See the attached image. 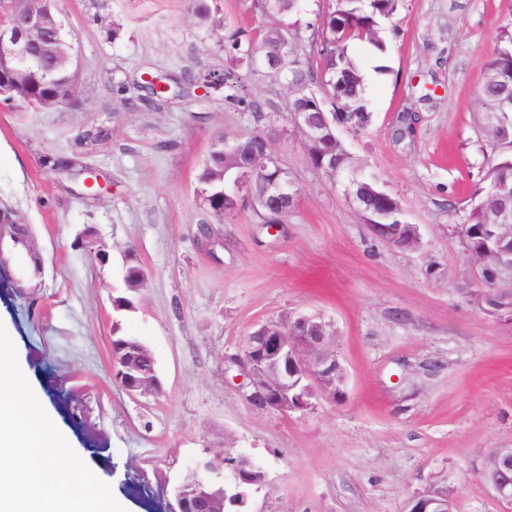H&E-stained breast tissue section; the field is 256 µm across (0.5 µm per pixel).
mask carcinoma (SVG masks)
I'll return each mask as SVG.
<instances>
[{"label": "carcinoma", "mask_w": 512, "mask_h": 512, "mask_svg": "<svg viewBox=\"0 0 512 512\" xmlns=\"http://www.w3.org/2000/svg\"><path fill=\"white\" fill-rule=\"evenodd\" d=\"M253 2L255 10L262 15L274 17L275 22L256 31L241 27L228 31L224 45V71L208 74L204 78L205 84L210 87L219 80L224 81V88L228 91L225 98L246 107L250 106L246 81L256 71L255 59L277 53L282 36L288 29L295 28V23L289 20L290 15L300 10V0ZM42 8L53 21L49 33L63 36L55 0H42ZM395 9L396 0H331L328 12L320 19L322 30L326 33L323 42L325 67L321 74V84L344 121L356 128L366 124L369 113L364 96L363 75L349 57L348 46L354 41H364L377 48L383 47L379 36L380 19L390 17ZM286 80L288 85L297 90L292 106L308 107L310 95L304 92V87L311 80V74L306 63L295 52L288 56ZM56 82L75 84V76L68 62L37 65L30 83L23 89L17 91L1 87L0 100L10 101L28 112H43L45 108L42 102ZM478 101L482 107L483 127L489 136L495 143L507 144L512 148V30L509 28L501 30L498 47L486 62L485 80L478 91ZM252 118L257 130L248 136L228 138L219 143L212 154L208 155L199 174V198L213 214L224 209V195L231 193L227 189L230 184L228 173L234 162L244 161L252 154L256 147L254 137L279 126L266 113L256 111L252 113ZM330 158L336 166V177L349 172V156L338 139L320 145L309 154V161L315 168L319 160ZM353 177L359 179L360 185H366L374 191V194L367 196L371 217L382 216L386 221L399 218V206L393 195L380 189L375 180L349 172L348 178ZM473 196L475 204L466 218L468 231L485 239L499 234L497 210L503 207L512 209V158L488 167L475 185Z\"/></svg>", "instance_id": "carcinoma-1"}]
</instances>
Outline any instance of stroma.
Masks as SVG:
<instances>
[{"mask_svg": "<svg viewBox=\"0 0 512 512\" xmlns=\"http://www.w3.org/2000/svg\"><path fill=\"white\" fill-rule=\"evenodd\" d=\"M78 56L76 96L51 112L0 103V235L19 229L33 281L0 264V322L75 447L128 512H162L196 460L246 453L266 485L240 512H404L432 486L456 512H512L482 473L512 448V319L473 295L459 236L475 183L512 149L492 145L478 90L512 0H398L383 49L352 42L371 119L336 135L356 170L396 197L418 240L377 238L341 186L314 170L296 134L274 148L297 190L278 235L250 205L217 218L198 175L218 138L254 129L204 75L224 68L227 29L255 27L252 0H217V27L189 0H57ZM302 0L294 39L324 68ZM166 103L146 106L147 77ZM252 101L287 119L286 79L253 76ZM74 158L105 177L99 196L44 165ZM135 247L149 282L125 334L154 352L161 390L132 396L112 369L111 288ZM318 313L348 378L341 401L281 414L251 404L233 360L255 326Z\"/></svg>", "mask_w": 512, "mask_h": 512, "instance_id": "1", "label": "stroma"}]
</instances>
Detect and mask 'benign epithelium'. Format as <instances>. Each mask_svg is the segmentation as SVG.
<instances>
[{"instance_id": "7a95c632", "label": "benign epithelium", "mask_w": 512, "mask_h": 512, "mask_svg": "<svg viewBox=\"0 0 512 512\" xmlns=\"http://www.w3.org/2000/svg\"><path fill=\"white\" fill-rule=\"evenodd\" d=\"M72 43L47 34L42 14L37 5L30 4L9 24L0 23V53L11 58L13 68L5 81L22 85L34 65L45 60L74 59ZM291 123L303 146L318 143L335 133L336 120L324 125L312 123L304 112L290 113ZM274 170L266 182L265 204L278 216L288 214L296 202L297 189L288 171L272 145L253 156L250 162L238 165L235 176V196L224 204L231 213L240 203L252 202L251 187L256 174ZM367 224L385 241L408 246L416 240L411 224H379L365 218ZM503 233L490 245L473 252L474 275L486 288H496L502 270L512 271V217L503 215ZM330 322L320 315H298L280 322L258 326L246 339L243 354L235 359L241 376L249 380V400L281 413L304 411L320 399L344 396L346 371L332 345ZM133 352L149 353L140 342L116 340L112 342L113 365L121 386L133 394H147L155 387L154 371L131 365ZM254 461L248 456L218 457L213 461L198 462L191 471L204 475L196 487L188 492L179 484L173 490L172 500L164 512H190L191 500L204 503L203 512H224L226 506H241L247 496L241 492V483L251 482ZM488 469L493 473L490 483L495 496L512 502V452L499 451L491 457ZM448 496L437 498L429 491L412 498L405 512H446Z\"/></svg>"}]
</instances>
